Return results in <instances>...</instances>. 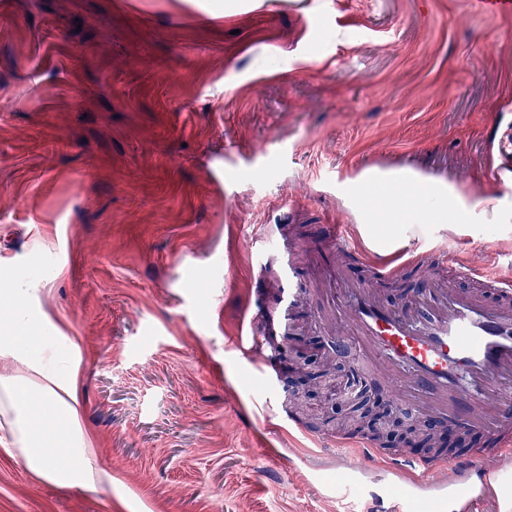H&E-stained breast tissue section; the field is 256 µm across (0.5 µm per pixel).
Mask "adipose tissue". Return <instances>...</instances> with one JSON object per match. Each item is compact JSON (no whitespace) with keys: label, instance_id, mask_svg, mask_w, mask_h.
Instances as JSON below:
<instances>
[{"label":"adipose tissue","instance_id":"1","mask_svg":"<svg viewBox=\"0 0 512 512\" xmlns=\"http://www.w3.org/2000/svg\"><path fill=\"white\" fill-rule=\"evenodd\" d=\"M80 361L35 314L0 315V447L54 485L97 494L112 475L96 468L81 421Z\"/></svg>","mask_w":512,"mask_h":512}]
</instances>
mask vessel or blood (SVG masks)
I'll return each instance as SVG.
<instances>
[{
	"mask_svg": "<svg viewBox=\"0 0 512 512\" xmlns=\"http://www.w3.org/2000/svg\"><path fill=\"white\" fill-rule=\"evenodd\" d=\"M500 163L493 171L501 187L512 186V140L500 143ZM325 244L365 257L345 225H325ZM482 291L460 295L427 282L429 297L418 312L406 315L376 298L374 277H391L398 269L374 263L373 278L349 292L336 324L362 347L368 365L388 374L396 388L394 407L416 411L427 399L439 415L484 428L487 447L445 457H420L401 449L388 469L377 473L367 459L377 455L359 435L320 437L316 444L328 462L338 463L345 490L356 493L369 512H408L413 498L441 503L446 512H512V275L486 271L480 258L464 266ZM273 325L254 311L241 325L240 351L260 354L263 380L275 370L266 346Z\"/></svg>",
	"mask_w": 512,
	"mask_h": 512,
	"instance_id": "b4317fda",
	"label": "vessel or blood"
}]
</instances>
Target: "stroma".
Masks as SVG:
<instances>
[{
  "label": "stroma",
  "instance_id": "1",
  "mask_svg": "<svg viewBox=\"0 0 512 512\" xmlns=\"http://www.w3.org/2000/svg\"><path fill=\"white\" fill-rule=\"evenodd\" d=\"M0 0V278L77 347L81 420L112 487L39 480L0 448V512H360L313 479L330 382L255 433L253 305L282 317L286 247L348 224L380 256L436 249L512 265L492 178L512 126V17L471 0ZM224 182L210 181V158ZM314 247L279 348L322 361Z\"/></svg>",
  "mask_w": 512,
  "mask_h": 512
}]
</instances>
